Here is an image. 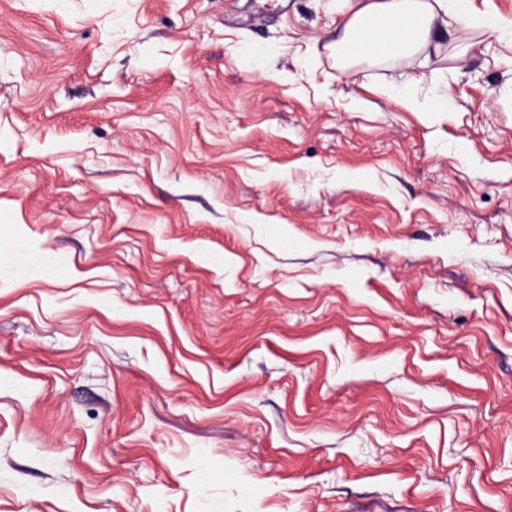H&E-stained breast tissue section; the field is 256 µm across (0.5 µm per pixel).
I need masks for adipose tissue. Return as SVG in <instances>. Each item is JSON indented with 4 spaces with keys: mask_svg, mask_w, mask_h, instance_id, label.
Returning a JSON list of instances; mask_svg holds the SVG:
<instances>
[{
    "mask_svg": "<svg viewBox=\"0 0 512 512\" xmlns=\"http://www.w3.org/2000/svg\"><path fill=\"white\" fill-rule=\"evenodd\" d=\"M348 18L328 43L341 69L363 62L413 64L439 49L449 21L469 27L464 0H346Z\"/></svg>",
    "mask_w": 512,
    "mask_h": 512,
    "instance_id": "1",
    "label": "adipose tissue"
}]
</instances>
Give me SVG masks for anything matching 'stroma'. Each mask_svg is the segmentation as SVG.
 Returning <instances> with one entry per match:
<instances>
[{
    "label": "stroma",
    "instance_id": "stroma-1",
    "mask_svg": "<svg viewBox=\"0 0 512 512\" xmlns=\"http://www.w3.org/2000/svg\"><path fill=\"white\" fill-rule=\"evenodd\" d=\"M342 6L0 0V512H512V36ZM349 14L324 48L343 70L363 62L428 58L448 31L447 0H344Z\"/></svg>",
    "mask_w": 512,
    "mask_h": 512
}]
</instances>
